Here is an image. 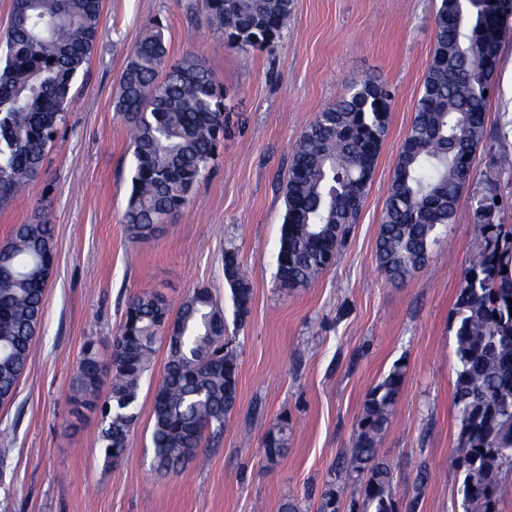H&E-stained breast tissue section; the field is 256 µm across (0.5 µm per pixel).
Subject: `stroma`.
Returning <instances> with one entry per match:
<instances>
[{
  "instance_id": "obj_1",
  "label": "stroma",
  "mask_w": 512,
  "mask_h": 512,
  "mask_svg": "<svg viewBox=\"0 0 512 512\" xmlns=\"http://www.w3.org/2000/svg\"><path fill=\"white\" fill-rule=\"evenodd\" d=\"M441 0H295L271 48L242 52L213 29L201 0H103L101 35L72 84L73 102L39 176L0 205V244L15 225L54 226V272L39 338L15 398L0 406V512H279L287 498L318 512L331 472L353 444L367 390L394 364L405 381L379 448L393 471L395 512H463L452 465L460 424L452 308L482 239L474 216L485 176L498 180L493 221L512 226V35L486 108V137L453 224L425 269L392 284L374 260L397 153L435 43ZM160 32L171 59L200 57L224 88V140L190 204L145 243L122 216L134 158L129 124L114 110L133 47ZM392 93L390 125L362 209L335 264L314 283L281 287L277 254L292 149L317 112L365 79ZM236 250L253 288L236 321L224 280ZM206 288L224 309L239 360L238 403L201 460L153 470V388L164 354L144 378L125 459L107 466L99 412L75 416L71 382L82 347L108 356L128 298L157 291L179 302ZM292 425L275 463L263 436Z\"/></svg>"
}]
</instances>
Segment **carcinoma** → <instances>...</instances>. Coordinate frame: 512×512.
Returning a JSON list of instances; mask_svg holds the SVG:
<instances>
[{
    "mask_svg": "<svg viewBox=\"0 0 512 512\" xmlns=\"http://www.w3.org/2000/svg\"><path fill=\"white\" fill-rule=\"evenodd\" d=\"M441 0L435 48L415 114L397 156L375 247L378 270L404 283L428 261L438 227L452 223L486 135V107L512 0ZM209 24L237 49L269 48L280 37L294 0H203ZM102 0H13L0 65V202L23 192L38 174L70 102L74 77L100 34ZM223 85L197 57L171 62L160 34L129 54L115 110L133 126L135 168L122 222L128 238H154L190 202L224 138ZM391 94L376 80L351 86L318 112L292 154L277 254L284 288L314 282L336 258L355 223L386 139ZM497 180L483 181L475 216L483 241L469 261L452 309L456 338L454 402L461 422L454 463L464 475V512H497L498 478L512 461V231L491 221ZM53 225L36 218L17 225L0 251V405L10 402L39 337ZM508 272H503V269ZM224 280L239 321L253 289L238 255L224 251ZM224 311L205 288L174 307L157 291L130 298L108 361L86 342L72 381L76 408L101 413L105 462L126 456L141 383L160 347L166 349L153 393L151 443L156 470L177 473L203 442L224 434L238 401L237 353L224 342ZM111 374L103 388L104 372ZM403 366L365 394L353 448L338 479L359 481L363 512H394L392 471L378 443L402 391ZM288 419L263 439L274 463L288 446Z\"/></svg>",
    "mask_w": 512,
    "mask_h": 512,
    "instance_id": "obj_1",
    "label": "carcinoma"
}]
</instances>
